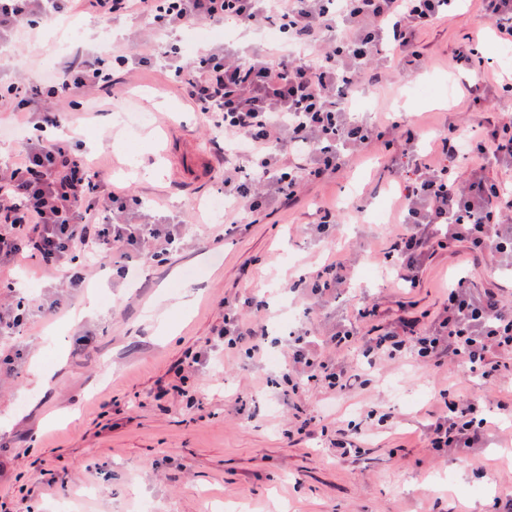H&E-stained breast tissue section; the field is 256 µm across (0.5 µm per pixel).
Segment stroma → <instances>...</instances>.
Returning a JSON list of instances; mask_svg holds the SVG:
<instances>
[{
  "label": "stroma",
  "instance_id": "obj_1",
  "mask_svg": "<svg viewBox=\"0 0 512 512\" xmlns=\"http://www.w3.org/2000/svg\"><path fill=\"white\" fill-rule=\"evenodd\" d=\"M475 0L451 7L421 38L425 58L406 68L384 62L391 80L364 86L354 112L377 127L378 140L337 171L311 182L298 203L229 236L211 228L205 209L224 191V152L170 80L163 61L117 74L111 91L74 109L60 105L66 141L93 159L115 189L141 198L159 221L206 225L186 237L162 267L134 264V278L111 269L89 275L87 288L60 287L55 274L27 258L0 278L46 303L66 302L63 316L40 309L15 345L17 374L0 373V500L11 512H498L512 497V369L482 382L466 366L388 361L363 370L364 386L331 392L310 383L294 407L275 395L278 366L291 337L310 329L325 350L336 324L357 322L363 337L382 334L408 312L435 313L451 281L475 288H511L512 273L466 250L428 260L418 288L388 285L383 242L397 219L401 175L411 167L398 132L382 126L401 113L417 131L421 151L449 128L464 127L470 73L455 70L452 53L465 34L480 32L481 54L499 79L512 78V56L491 31H479ZM140 18L75 13L54 33L38 29L28 55L0 60V80L24 70L38 81L66 53L95 56L108 48L143 53ZM341 213L331 237L314 230L321 209ZM346 254L350 287L327 291L311 319L309 301L291 284ZM102 313L79 317L88 292ZM260 295L266 356L214 353L207 366L193 355L224 323V300ZM377 316L357 319L359 307ZM204 390L187 408L168 386ZM479 401L486 438L466 454H435L425 446L439 391ZM311 422L315 439L300 435ZM363 436L340 456L332 442L348 423ZM63 475L64 483L54 482Z\"/></svg>",
  "mask_w": 512,
  "mask_h": 512
}]
</instances>
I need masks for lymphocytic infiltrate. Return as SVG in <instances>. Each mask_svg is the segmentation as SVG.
<instances>
[{
  "label": "lymphocytic infiltrate",
  "mask_w": 512,
  "mask_h": 512,
  "mask_svg": "<svg viewBox=\"0 0 512 512\" xmlns=\"http://www.w3.org/2000/svg\"><path fill=\"white\" fill-rule=\"evenodd\" d=\"M450 0H0V50L15 53L21 28L39 19L66 18L82 6L99 17L139 16L149 25V56L116 53L75 57L39 84L24 78L0 83V101L19 119L21 150L0 164V265L39 258L63 287L81 288L103 268L113 249L128 259L161 265L185 235L181 224L151 221L138 197L115 193L92 161L69 153L50 137L61 124V101L112 87L114 68L162 58L184 99L206 115L224 140V221L257 224L277 203L296 200L301 185L338 170L344 159L371 147L374 127L357 120L347 101L363 83H379L380 61L393 55L413 67L423 59L420 38L448 11ZM207 24L216 28L268 26L280 34L271 53L251 55L228 44L206 43L185 57L172 42L175 31ZM404 153L414 168L401 194L399 228L386 239L392 278L404 289L420 282L425 260L463 246L512 264V185L483 172L458 183L452 165L464 156L490 155L512 163V118L493 129L464 134L449 130L435 140L434 159L416 153L406 137ZM351 266L340 256L294 282V290L322 299L346 287ZM224 325L210 348L262 353L265 331L245 322L233 302L224 304ZM368 364L414 358L439 365L462 361L485 380L512 365V305L500 291L474 292L457 278L431 324L410 315L361 345ZM282 396L291 403L302 385L316 382L340 392L359 380V370L327 359L307 340L294 337L281 367ZM426 433L428 447L464 453L478 447L486 426L474 400L437 398Z\"/></svg>",
  "instance_id": "1"
}]
</instances>
